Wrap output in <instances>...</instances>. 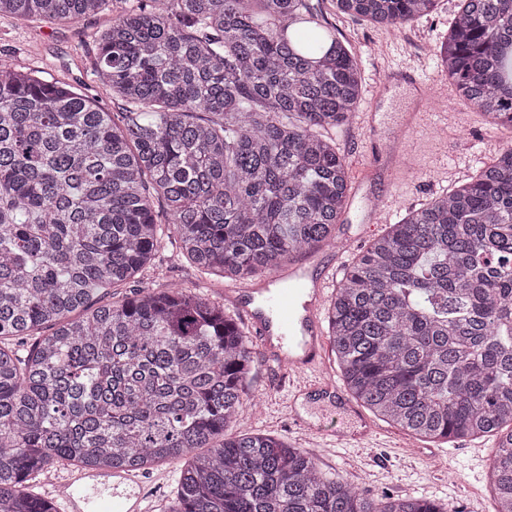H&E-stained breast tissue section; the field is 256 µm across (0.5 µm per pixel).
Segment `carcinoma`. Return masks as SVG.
<instances>
[{"instance_id":"obj_1","label":"carcinoma","mask_w":512,"mask_h":512,"mask_svg":"<svg viewBox=\"0 0 512 512\" xmlns=\"http://www.w3.org/2000/svg\"><path fill=\"white\" fill-rule=\"evenodd\" d=\"M400 28L435 0H332ZM94 75L0 64V512H51L37 479L179 468L166 512H448L370 497L309 448L243 433L252 341L193 288L117 296L166 243L253 279L337 239L350 195L336 129L359 108L351 46L309 0H0L70 24L103 11ZM512 0H459L436 48L456 94L512 127ZM350 395L408 436H493L512 512V147L410 211L326 309Z\"/></svg>"}]
</instances>
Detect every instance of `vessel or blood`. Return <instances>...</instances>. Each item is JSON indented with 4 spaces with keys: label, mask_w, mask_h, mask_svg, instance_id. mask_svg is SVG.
<instances>
[{
    "label": "vessel or blood",
    "mask_w": 512,
    "mask_h": 512,
    "mask_svg": "<svg viewBox=\"0 0 512 512\" xmlns=\"http://www.w3.org/2000/svg\"><path fill=\"white\" fill-rule=\"evenodd\" d=\"M403 86L410 87L413 102L398 133L388 134L376 129L375 115L371 112L363 113L361 123L373 130L375 138L407 154L411 151L409 133L431 115L426 107L427 82L417 79L409 69L397 68L388 71L376 84L374 94L379 97ZM337 276V269L325 270L314 281L310 300L303 303L297 300L303 284L293 271L288 274L289 286L257 308H250L244 302L251 294L250 289L238 291L243 299L239 306L242 318L301 394L317 388L332 396L341 394L337 384L321 375L324 360L321 303L326 289ZM46 484L47 500L54 512H155L152 499L144 491V478L136 472L115 470L97 474L69 469L47 475Z\"/></svg>",
    "instance_id": "vessel-or-blood-1"
}]
</instances>
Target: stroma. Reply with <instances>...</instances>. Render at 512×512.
<instances>
[{"label":"stroma","mask_w":512,"mask_h":512,"mask_svg":"<svg viewBox=\"0 0 512 512\" xmlns=\"http://www.w3.org/2000/svg\"><path fill=\"white\" fill-rule=\"evenodd\" d=\"M456 2L437 0L430 14L392 31L361 17L338 14L330 0H311L328 25L356 47L364 88L360 109L376 111L381 128L395 127L410 104L405 89L373 103L371 88L386 69L413 65L419 77L443 90L438 109L447 118L415 132L413 172L383 171L363 181L357 171H350L351 183L360 184L361 189L351 195L336 232L352 240L357 252H364L387 230L386 225L364 220L371 196L384 193L393 198L391 220L399 222L409 208L470 180L498 149L512 146V128L491 127L459 101L439 71L435 48L448 33ZM110 18V13L102 12L69 25L35 27L0 16V63L23 61L40 70L45 79L82 83L90 95L111 105L92 71L98 36ZM143 286L196 287L212 297L224 296L221 278L199 272L172 245L127 290L133 293ZM250 391L258 407L240 423L241 431L271 435L302 448L319 446L324 471L343 475L370 494L423 496L451 502L459 512H493L495 503L487 481L491 437L445 444L421 442L382 421L363 444H344L339 434L355 431L357 420L317 396L293 397L287 377L261 348L256 351Z\"/></svg>","instance_id":"1"}]
</instances>
